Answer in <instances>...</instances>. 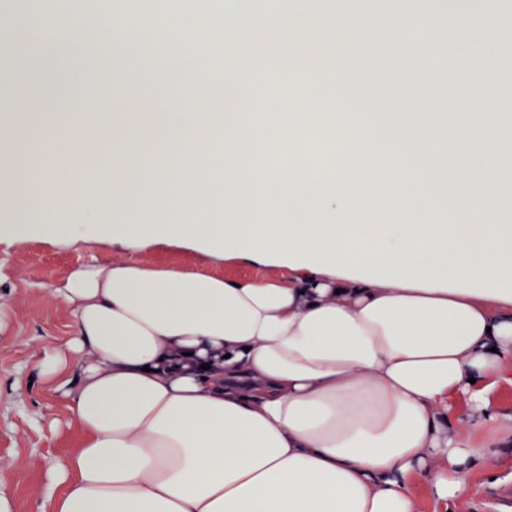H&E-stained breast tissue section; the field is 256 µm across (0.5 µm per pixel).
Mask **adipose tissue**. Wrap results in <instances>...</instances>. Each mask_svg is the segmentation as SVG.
<instances>
[{
  "label": "adipose tissue",
  "mask_w": 512,
  "mask_h": 512,
  "mask_svg": "<svg viewBox=\"0 0 512 512\" xmlns=\"http://www.w3.org/2000/svg\"><path fill=\"white\" fill-rule=\"evenodd\" d=\"M77 28L115 46L154 30L178 55L209 25L131 18L125 0H72L65 18L40 0L20 18L0 7L7 48L79 54ZM91 121L93 163L77 170L62 154ZM8 142L41 206L0 243L126 251L50 291L71 327L41 374L78 438L48 470L42 512H416L415 485L448 506L473 495L487 454L512 449L493 398L512 359V164L310 130L256 98L229 118L62 112ZM77 177L89 194L71 193ZM421 194L434 205L376 214ZM159 245L208 264L141 259ZM231 262L262 273L211 270Z\"/></svg>",
  "instance_id": "obj_1"
}]
</instances>
